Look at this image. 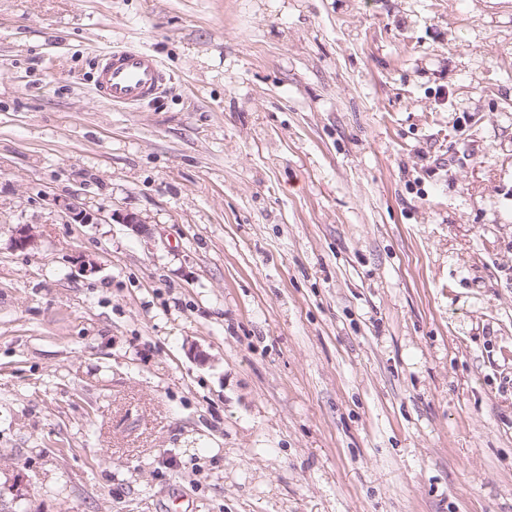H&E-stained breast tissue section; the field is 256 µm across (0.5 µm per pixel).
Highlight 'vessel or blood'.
Masks as SVG:
<instances>
[{
  "instance_id": "b4317fda",
  "label": "vessel or blood",
  "mask_w": 512,
  "mask_h": 512,
  "mask_svg": "<svg viewBox=\"0 0 512 512\" xmlns=\"http://www.w3.org/2000/svg\"><path fill=\"white\" fill-rule=\"evenodd\" d=\"M96 69V91L115 105H138L157 98L165 82L159 61L141 50L110 51L101 56Z\"/></svg>"
}]
</instances>
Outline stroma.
<instances>
[{
    "label": "stroma",
    "mask_w": 512,
    "mask_h": 512,
    "mask_svg": "<svg viewBox=\"0 0 512 512\" xmlns=\"http://www.w3.org/2000/svg\"><path fill=\"white\" fill-rule=\"evenodd\" d=\"M0 512H512V0H0ZM95 90L109 104L138 105L158 98L165 82L159 61L145 51L113 50L96 63ZM60 207L73 221L80 224L110 223V220L112 221L113 219L120 224H125L137 234H144L148 231L144 225L145 223L141 220L139 215L134 212L111 214L109 217H106L85 209L75 201H64L61 203Z\"/></svg>",
    "instance_id": "stroma-1"
}]
</instances>
